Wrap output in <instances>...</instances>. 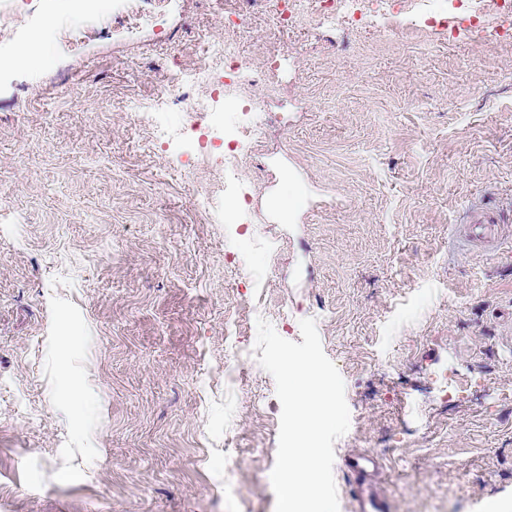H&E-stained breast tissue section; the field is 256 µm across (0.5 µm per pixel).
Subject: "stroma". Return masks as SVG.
<instances>
[{
	"mask_svg": "<svg viewBox=\"0 0 512 512\" xmlns=\"http://www.w3.org/2000/svg\"><path fill=\"white\" fill-rule=\"evenodd\" d=\"M431 3L455 32L0 0L2 50L51 20L33 67L0 71V512H275V381L252 360L224 385L260 317L295 342L314 319L344 380L339 512L359 452L389 512H512V12L474 35ZM227 41L259 83L137 122ZM249 95L269 102L230 217ZM478 211L494 246L467 239Z\"/></svg>",
	"mask_w": 512,
	"mask_h": 512,
	"instance_id": "stroma-1",
	"label": "stroma"
}]
</instances>
